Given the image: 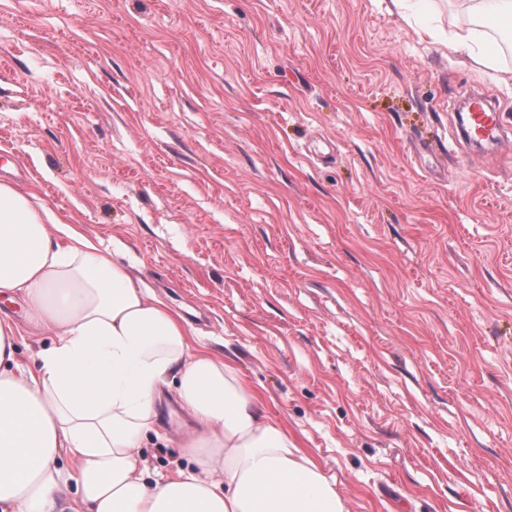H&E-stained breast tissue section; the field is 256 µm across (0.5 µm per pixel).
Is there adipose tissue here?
I'll use <instances>...</instances> for the list:
<instances>
[{
    "label": "adipose tissue",
    "instance_id": "ef3b65f1",
    "mask_svg": "<svg viewBox=\"0 0 512 512\" xmlns=\"http://www.w3.org/2000/svg\"><path fill=\"white\" fill-rule=\"evenodd\" d=\"M0 296L51 334L21 367L0 314V512H349L236 368L192 348L175 309L7 183ZM166 388L195 422L178 442L195 467L171 475L141 453Z\"/></svg>",
    "mask_w": 512,
    "mask_h": 512
}]
</instances>
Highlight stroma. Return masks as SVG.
Returning a JSON list of instances; mask_svg holds the SVG:
<instances>
[{
	"label": "stroma",
	"mask_w": 512,
	"mask_h": 512,
	"mask_svg": "<svg viewBox=\"0 0 512 512\" xmlns=\"http://www.w3.org/2000/svg\"><path fill=\"white\" fill-rule=\"evenodd\" d=\"M0 0V181L125 262L350 512H512V21L464 0ZM489 91L505 133L445 157ZM166 389L160 435L191 426Z\"/></svg>",
	"instance_id": "stroma-1"
}]
</instances>
